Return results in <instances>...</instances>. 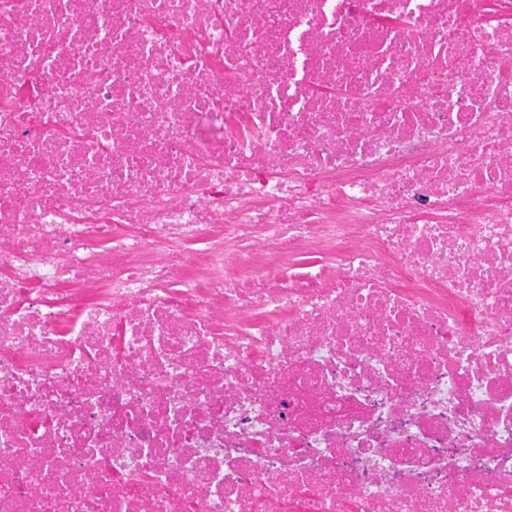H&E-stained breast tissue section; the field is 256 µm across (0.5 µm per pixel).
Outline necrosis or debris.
Returning a JSON list of instances; mask_svg holds the SVG:
<instances>
[{
  "label": "necrosis or debris",
  "mask_w": 512,
  "mask_h": 512,
  "mask_svg": "<svg viewBox=\"0 0 512 512\" xmlns=\"http://www.w3.org/2000/svg\"><path fill=\"white\" fill-rule=\"evenodd\" d=\"M0 512H512V0H0Z\"/></svg>",
  "instance_id": "1"
}]
</instances>
